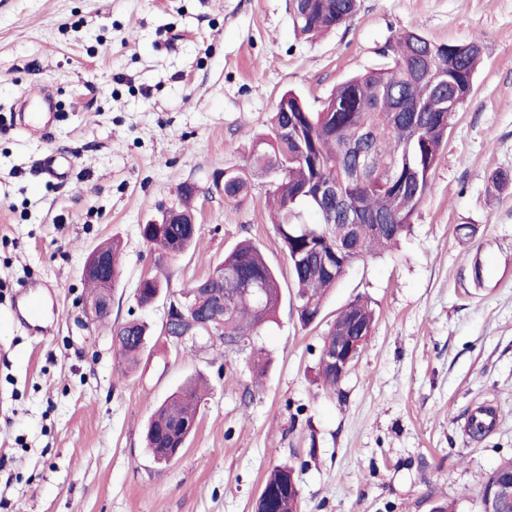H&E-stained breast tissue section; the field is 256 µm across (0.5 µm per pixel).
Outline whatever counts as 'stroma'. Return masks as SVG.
<instances>
[{"mask_svg":"<svg viewBox=\"0 0 512 512\" xmlns=\"http://www.w3.org/2000/svg\"><path fill=\"white\" fill-rule=\"evenodd\" d=\"M480 39L474 91L451 119L432 189L398 247L356 262L317 323L302 326L288 260L268 218L267 178L241 204L212 176L248 162L285 91L319 110L341 81L384 68L390 39ZM59 103L52 140L0 128V512H254L268 471L294 467L301 512H479L484 478L512 458V0H359L332 32L296 33L289 0H0V114L31 86ZM65 148L67 184L38 161ZM196 184V245L156 263L139 227ZM257 242L282 300L251 345L161 332L163 302L138 308L157 275L173 293L239 240ZM118 240L112 314L93 322L82 268ZM493 275L474 282V256ZM49 287L54 315L18 320L19 291ZM376 312L336 387L318 373L324 336L355 298ZM153 334L119 376L112 330ZM271 360L254 380L252 350ZM209 383L181 453L155 463L143 442L153 408L189 378ZM483 403L494 429L467 435Z\"/></svg>","mask_w":512,"mask_h":512,"instance_id":"1","label":"stroma"}]
</instances>
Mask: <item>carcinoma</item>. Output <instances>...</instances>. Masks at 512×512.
Returning a JSON list of instances; mask_svg holds the SVG:
<instances>
[{
	"mask_svg": "<svg viewBox=\"0 0 512 512\" xmlns=\"http://www.w3.org/2000/svg\"><path fill=\"white\" fill-rule=\"evenodd\" d=\"M294 27L303 33L331 31L357 11V0H291ZM481 41L447 44L431 41L414 30L393 37L387 46L386 68L354 76L339 84L316 112L300 108L301 98L284 92L272 112L269 133L251 151L247 167L224 168V202L241 205L258 173L271 176L269 197L271 223L288 256L296 287L298 318L302 325L315 323L327 293L336 287L314 255L336 249V235L324 233L330 223L341 230L342 212L352 209L353 223L360 225L359 251L347 256L348 263L376 253L406 235L411 220L431 191L432 174L448 141L450 121L434 111L420 81L430 52L446 72L468 87L482 59ZM359 135L367 137L373 164L364 179L354 180L348 172L346 149ZM318 183L341 186V195L324 208L311 205L309 194ZM311 211L312 224L304 219ZM145 245L158 253L157 262L183 253L193 244L197 230L192 224L140 226ZM236 273V279L219 283L213 273L195 281L185 297L195 298L204 288H224L230 307L219 312L224 325V346L234 348L258 335L276 316L281 289L276 272L267 264L260 247L250 240L236 244L216 269ZM163 282L158 277L140 281L136 302L150 305ZM374 312L356 299L336 317L323 343L338 336L371 333ZM148 326L130 319L113 330V343L120 355V374H125L145 347L142 336ZM202 390L189 381L163 401L151 414L146 428V447L153 460L169 462L175 450L184 447L193 431ZM512 480V458L503 460L482 483L478 495L480 512L503 480ZM293 468L276 466L266 476L263 488L273 493L272 512H298L300 492Z\"/></svg>",
	"mask_w": 512,
	"mask_h": 512,
	"instance_id": "obj_1",
	"label": "carcinoma"
}]
</instances>
